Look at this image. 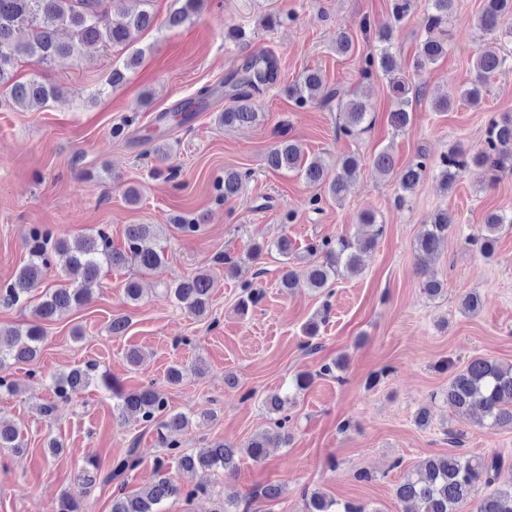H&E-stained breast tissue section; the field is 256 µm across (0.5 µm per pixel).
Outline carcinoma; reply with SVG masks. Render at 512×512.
Listing matches in <instances>:
<instances>
[{
  "mask_svg": "<svg viewBox=\"0 0 512 512\" xmlns=\"http://www.w3.org/2000/svg\"><path fill=\"white\" fill-rule=\"evenodd\" d=\"M138 8L123 14L119 19L108 17L104 0H0V91L7 100L15 104H42L57 94V88L43 83L39 75L26 82L15 79V72L23 60L38 66H46L57 57L78 56L85 48L95 45H127L131 33L151 28L155 16L148 9L151 0H134ZM202 0H184V4L172 13L167 24L171 27L184 23L195 13ZM416 7V0H391V22L376 33L380 43L378 55L365 58L364 72L379 69L388 79V88L394 102L389 113L390 123L397 129L408 125L411 112L409 107L419 94V87L404 77L395 74L396 62L391 52L395 30ZM457 0H425L424 16L427 37L419 46L416 69L422 71L436 63L447 50L448 22L455 16ZM512 16V0H483L482 12L477 22L485 33L499 29L501 22ZM508 67V57L496 48L482 46L474 58L476 79L462 92L463 98L473 105L481 101L486 83ZM278 64L269 53L252 54L244 58L240 68L224 77L225 94L230 104L219 115V122L226 128L251 125L259 121L254 98L263 93L278 80ZM325 88L321 71L307 69L288 86V95L299 108H305L319 101ZM342 122L338 131L354 137L364 130L368 115L367 104L353 98L339 105ZM512 145V116H493L488 122L484 147L466 160L455 150L443 155L439 180L449 186L460 174L473 165L495 182L503 174L512 173V151L503 147ZM267 168L273 171H288L299 175L310 186L323 190L313 195L309 204L314 211L322 210L323 198L341 201L346 197L348 182L356 174L360 159L347 155L341 161L343 174L328 180L327 166L315 157L308 159L303 148L296 141L280 142L265 156ZM375 172L383 179L398 178L400 189L409 192L426 176V163L419 160L406 168L395 170L392 153L384 149L372 161ZM248 170H226L217 182V189L224 200L237 197L250 178ZM360 222L369 228L362 239L352 240L339 237L335 240L322 238L307 244L306 252L313 261L306 268L305 280L298 279L288 258L294 254V244L288 235L277 237L270 245H255L251 253L259 255L268 249L283 257L279 276V287L285 291L303 285L317 292H324L345 272H358L363 267V255L377 244L383 225L374 213L365 212ZM512 224V214L493 212L486 215L483 231L478 237L467 238V243L477 247L485 257H491L497 235L503 225ZM452 219L448 212L437 213L431 223L423 225L417 238V251L423 257L435 254L451 228ZM32 241L28 262L17 272L14 280L0 293V301L16 304L39 280L43 271L52 264H58L68 278L69 284L55 288L34 308L39 321H50L65 310L83 305L89 297L87 285L98 280L102 269L133 265L140 270H151L161 264L165 257L162 245L153 241V225L129 224L125 228L124 243L112 246L111 237L99 231L87 237L82 245L73 250L62 241H52L50 232L41 227L31 229ZM242 296L239 307L246 312L256 306L263 292L250 283L240 285ZM211 281L208 275L198 274L174 281L167 292L184 309L194 316L207 311ZM42 329L31 325L25 329H0V363L11 359L14 363L33 360L42 342ZM111 391L119 403L116 418L131 413L149 425L156 426L160 444L166 456L181 463L189 470L207 474L215 467L226 472L237 468L236 456L239 449L217 444L195 454H187L181 448L180 434L187 421L169 409L167 399L154 387L144 386L133 392L117 389L110 376L98 373L95 363L75 367L62 373L56 380L55 394L69 399L89 387L94 379ZM314 376L301 372L292 380L286 393H274L266 399L269 411L277 415L275 431L254 436L246 446V454L254 461L264 459L267 449L286 446L289 415L286 414L290 393L308 389ZM456 415L464 421L471 419L475 408L482 415L478 424L488 430L512 428V364H503L494 359L476 356L448 378V389L443 392ZM19 429L12 424L0 422V448H9L16 455L24 452L19 439ZM139 464L137 449H128L126 455L116 462L106 474L84 470L79 481L86 485L102 479L110 483ZM504 465L500 455L476 456L466 453L429 457L414 470L407 473L395 490L396 497L412 505L409 512H457L458 505L466 501L474 487L482 482L492 485ZM119 483L112 492L111 512H161L164 501L175 496L190 500L206 491V480L192 486H180L169 477L161 476L155 482L141 488L133 495L123 490ZM304 512H377L362 504L337 499L319 491L304 495ZM477 512H512V489H495L486 494L477 505Z\"/></svg>",
  "mask_w": 512,
  "mask_h": 512,
  "instance_id": "1",
  "label": "carcinoma"
}]
</instances>
